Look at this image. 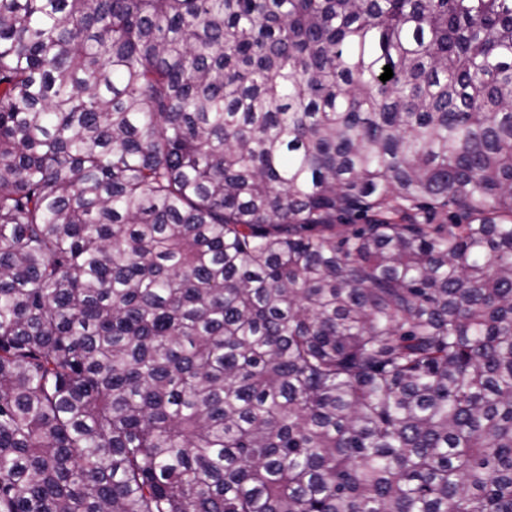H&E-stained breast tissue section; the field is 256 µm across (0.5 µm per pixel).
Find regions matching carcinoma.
Returning a JSON list of instances; mask_svg holds the SVG:
<instances>
[{"label": "carcinoma", "instance_id": "cac0c4a2", "mask_svg": "<svg viewBox=\"0 0 512 512\" xmlns=\"http://www.w3.org/2000/svg\"><path fill=\"white\" fill-rule=\"evenodd\" d=\"M0 512H512V0H0Z\"/></svg>", "mask_w": 512, "mask_h": 512}]
</instances>
